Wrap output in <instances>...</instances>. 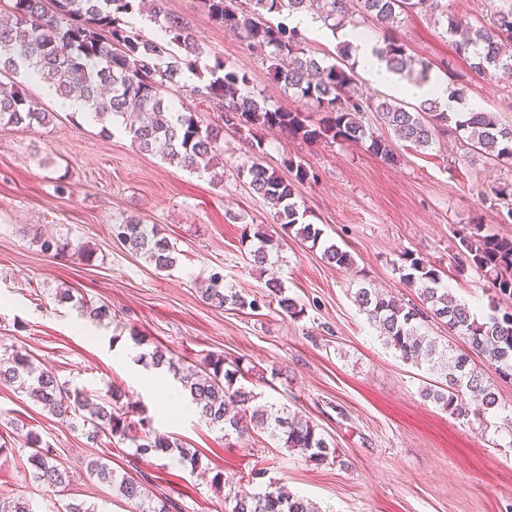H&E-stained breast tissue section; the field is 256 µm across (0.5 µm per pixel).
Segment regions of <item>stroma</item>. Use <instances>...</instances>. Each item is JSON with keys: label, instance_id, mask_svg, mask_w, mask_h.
<instances>
[{"label": "stroma", "instance_id": "35a3bbf8", "mask_svg": "<svg viewBox=\"0 0 512 512\" xmlns=\"http://www.w3.org/2000/svg\"><path fill=\"white\" fill-rule=\"evenodd\" d=\"M168 7L200 44L201 64L224 59L249 75L252 91L298 107L271 78L266 57L249 51L240 34L213 24L200 0H168ZM393 34L429 63L432 75L458 80L470 106L512 124V80L473 72L430 14H412ZM198 83L195 71H184L180 87L164 97L172 111L220 124L217 107L193 95ZM19 84L52 119L33 130L0 125V342L31 351L38 364L88 393L120 387L156 430L196 449L204 466L194 472L176 458L143 457L115 441V470L145 481L176 512H229L223 493L210 485L212 472L229 485L244 482L250 493L263 481L285 479L290 492L319 512H512V436L504 427L512 419V381L486 368L499 394V408L486 423L448 414L420 395L434 375L387 348L353 298L364 284L416 300L398 272L404 255L413 254L446 271L454 296L475 313L494 304L512 309V300L498 299L478 274L457 265L459 236L470 224L512 236V223H500L481 201L492 185L512 180V166L464 164V149L450 132L425 150L396 144L394 161L385 162L361 147L228 129L224 182L216 185L209 175L140 151L124 128H105L64 109L37 80ZM290 159L315 174L296 197L305 222L351 252L350 270L285 235L237 176L238 167L252 161L284 176ZM126 216L165 229L176 249L173 269L158 270L113 239V222ZM259 225L279 256L269 272L252 266L242 240L245 227ZM38 230L84 245L92 255L53 258L36 242ZM215 272L258 296L266 294L269 277H278L304 313L294 320L273 306L255 312L212 307L196 284ZM59 288L108 305L111 322L92 324L71 304L54 302ZM137 334L187 364L208 352L242 358L258 372L252 387L261 403H284L310 417L334 440L341 464L316 467L266 434L228 439L198 415H172L154 384L157 370L125 356ZM30 430L70 471L67 487L51 493L26 476L22 443ZM3 441L15 448L0 455V490L44 508L77 500L97 512H137L111 486L87 476L84 460L102 445L0 383Z\"/></svg>", "mask_w": 512, "mask_h": 512}]
</instances>
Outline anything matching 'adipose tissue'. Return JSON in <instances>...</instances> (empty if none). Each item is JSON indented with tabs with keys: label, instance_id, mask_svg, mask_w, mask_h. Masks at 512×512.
Segmentation results:
<instances>
[{
	"label": "adipose tissue",
	"instance_id": "ef3b65f1",
	"mask_svg": "<svg viewBox=\"0 0 512 512\" xmlns=\"http://www.w3.org/2000/svg\"><path fill=\"white\" fill-rule=\"evenodd\" d=\"M343 40L349 41L355 48L359 67L367 79L389 87L394 92L415 99L433 97L452 112L464 111L463 103L451 99L448 95L446 81L431 79L422 83H409L401 80L399 75L389 71L384 62L375 53V44L366 36L348 30L342 31Z\"/></svg>",
	"mask_w": 512,
	"mask_h": 512
}]
</instances>
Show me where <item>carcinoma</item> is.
Returning a JSON list of instances; mask_svg holds the SVG:
<instances>
[{"label":"carcinoma","mask_w":512,"mask_h":512,"mask_svg":"<svg viewBox=\"0 0 512 512\" xmlns=\"http://www.w3.org/2000/svg\"><path fill=\"white\" fill-rule=\"evenodd\" d=\"M4 0L8 21L0 24V72L30 71L52 86L61 98L79 95L91 109V117L104 124L125 122L131 113L138 121L129 125L138 147L192 173L211 174L221 184L224 175L223 128L203 126L190 112H172L162 89L177 87L183 67L197 62L201 49L183 22L169 12L167 0ZM492 12L486 23L445 13L443 34L452 40L458 54L470 61L478 75L512 74V0H491ZM312 0H250L249 8L237 0H204L209 18L218 26L241 34L247 48L266 54L273 80L283 85L320 114L312 121L307 112L286 109L250 90L246 73L216 60L207 68L208 77L193 88L195 95L218 105L224 125L255 134L275 129L309 144L332 141L362 145L384 161L394 160L391 142L364 124V114L373 112L377 121L391 129L398 140L417 148H429L436 137L448 130L462 140L469 161H494L512 166V125L500 122L495 113L482 110L448 112L433 99H423L408 109L392 99H376L359 92L357 61L346 42L337 46V62L327 64L311 54L304 37L294 28L265 19L273 13L305 12ZM439 8L435 0H323L320 21L332 32L356 30L370 19L386 31L405 16L427 8ZM146 11L164 28V43L144 38L129 26L127 17ZM376 52L387 68L403 78L419 73L428 78L429 64L408 53L406 46L390 35ZM50 122V114L36 111L23 89L0 81V124L35 128ZM284 179L258 162L244 164L239 176L259 196L287 234L322 248L324 259L338 268L354 265L353 255L334 242L322 239V230L303 221L296 198L297 186L312 177L293 160L287 163ZM500 221L512 223V181L490 190ZM112 235L129 252L143 257L158 270L176 263L175 246L164 229L148 226L136 218L112 225ZM250 240L254 265L270 259L272 239L256 228ZM42 251L64 258L84 254L87 248L53 235H38ZM460 270L475 269L496 294L512 299V236L484 232L472 224L460 236ZM405 285L416 291L418 302L402 300L361 286L354 301L377 331L384 344L403 361L438 373L442 381L422 390V396L462 419L480 418L498 407L496 386L477 370L470 356L450 345H441L429 335V325L438 323L448 335L459 336L481 355L502 379H512V311L492 307L479 317L457 300L448 288L445 272L423 257L405 256L398 267ZM268 296L278 312L289 318L303 314L294 298L285 295L276 281L266 283ZM202 297L216 308L258 310L265 299L246 297L224 284L215 272ZM80 315L100 324L112 318L109 307L86 301L78 306ZM140 361L152 368L166 366L177 376L182 390L208 424L241 439L251 431L263 430L280 447L299 450L314 465L333 464L338 455L334 442L313 420L290 413L284 404L256 406L257 394L243 383L246 371L241 361L222 354L207 353L189 371L179 367V358L156 346L144 352ZM0 382L15 384L42 405L52 416L80 426L88 438L130 442L141 454L172 455L191 470L199 468L197 453L181 440L160 434L145 411L130 409L119 389L91 399L84 390L60 381L50 370L36 365V359L0 346ZM23 447L29 449L27 471L32 479L50 488L69 484V472L56 453L40 436L28 432ZM87 472L112 485L116 493L137 505L139 512H172L175 504L155 494L142 481L121 474L95 457ZM234 502L231 512H318L308 500L288 492L279 481H270L259 492L240 496L224 494ZM0 512H36L29 502L0 491Z\"/></svg>","instance_id":"obj_1"}]
</instances>
